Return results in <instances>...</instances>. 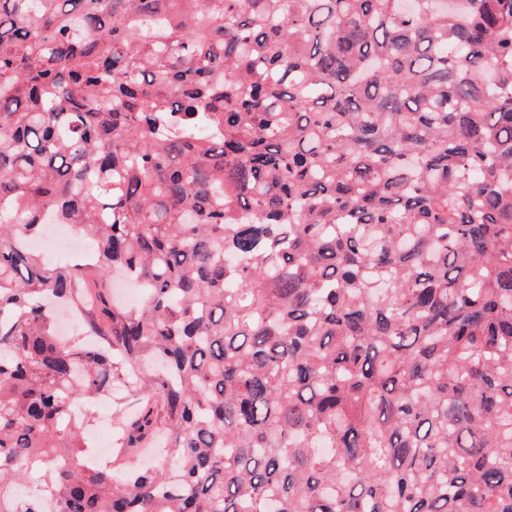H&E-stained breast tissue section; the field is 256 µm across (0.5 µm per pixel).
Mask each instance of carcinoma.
Segmentation results:
<instances>
[{"instance_id": "carcinoma-1", "label": "carcinoma", "mask_w": 512, "mask_h": 512, "mask_svg": "<svg viewBox=\"0 0 512 512\" xmlns=\"http://www.w3.org/2000/svg\"><path fill=\"white\" fill-rule=\"evenodd\" d=\"M411 2L0 0V512H512V0ZM103 402L106 403V406L102 405ZM140 403L138 395L127 390H117L112 392V396L97 399L88 407L93 420L91 426L88 427L90 432L94 435V427L101 422L106 423L112 429L113 441L114 427L118 419L123 415L129 418L133 417L137 413Z\"/></svg>"}]
</instances>
